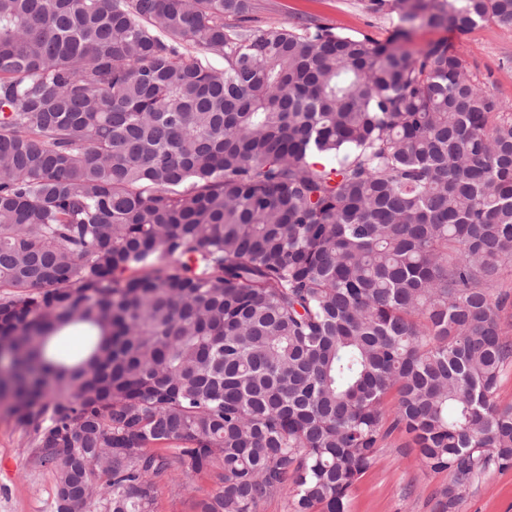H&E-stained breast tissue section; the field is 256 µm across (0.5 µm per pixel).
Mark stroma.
Instances as JSON below:
<instances>
[{"instance_id":"obj_1","label":"stroma","mask_w":512,"mask_h":512,"mask_svg":"<svg viewBox=\"0 0 512 512\" xmlns=\"http://www.w3.org/2000/svg\"><path fill=\"white\" fill-rule=\"evenodd\" d=\"M259 23L302 24L326 20L338 31L365 34L386 42L398 24L396 15L370 9L369 0H253ZM455 45L476 69L481 82L503 102H512V32L482 24L459 35L416 24L400 47L417 54L430 43ZM444 473L422 467L410 435L394 432L384 439L374 464L353 488L348 512H437ZM54 471L36 462L34 451L0 408V512H54ZM207 473L181 468L159 482L154 512H194L197 500L214 494ZM455 512H512V468L493 469L468 484Z\"/></svg>"}]
</instances>
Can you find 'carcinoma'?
I'll use <instances>...</instances> for the list:
<instances>
[{"mask_svg":"<svg viewBox=\"0 0 512 512\" xmlns=\"http://www.w3.org/2000/svg\"><path fill=\"white\" fill-rule=\"evenodd\" d=\"M370 4L385 45L251 0H0V405L55 512H153L176 464L219 485L197 512H347L396 430L441 512L512 468V105L395 46L512 0Z\"/></svg>","mask_w":512,"mask_h":512,"instance_id":"carcinoma-1","label":"carcinoma"}]
</instances>
